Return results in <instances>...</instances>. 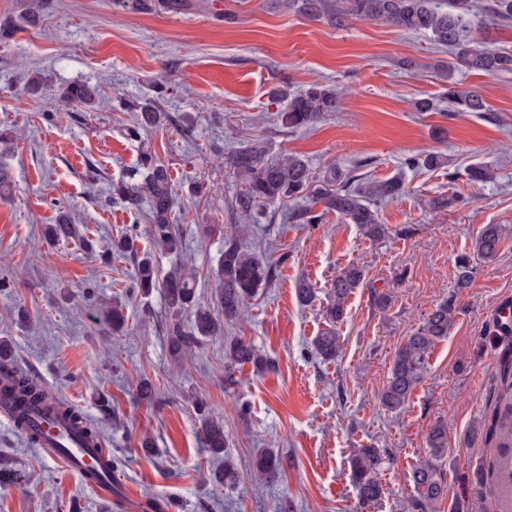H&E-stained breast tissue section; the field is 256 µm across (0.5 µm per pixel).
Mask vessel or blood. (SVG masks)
Instances as JSON below:
<instances>
[{
	"label": "vessel or blood",
	"instance_id": "1",
	"mask_svg": "<svg viewBox=\"0 0 512 512\" xmlns=\"http://www.w3.org/2000/svg\"><path fill=\"white\" fill-rule=\"evenodd\" d=\"M40 449L61 462L67 471L85 476L89 470L98 469L103 473L102 481L95 483L94 489L103 497L112 495V475L110 454L102 443L84 441L71 430L67 420L57 418L41 425Z\"/></svg>",
	"mask_w": 512,
	"mask_h": 512
}]
</instances>
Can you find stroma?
I'll use <instances>...</instances> for the list:
<instances>
[{"mask_svg":"<svg viewBox=\"0 0 512 512\" xmlns=\"http://www.w3.org/2000/svg\"><path fill=\"white\" fill-rule=\"evenodd\" d=\"M228 10L237 23L225 22ZM0 24L12 30L0 38V134L10 140L0 154L9 181L0 198V339L12 364L95 424L114 461L106 499L0 416V465L21 474L19 484L0 486V512H285L290 502L294 512H357L348 461L365 447L383 458V493L370 512H422L410 473L438 422L448 429L439 512L457 501L463 512H512V493L476 481L477 465L496 449L468 438L496 404L503 346L488 331L512 301V77L458 73L463 85L481 88L489 111H449L434 70L448 54L427 35L378 21L339 28L290 0H186L175 11L0 0ZM37 74L43 86L28 90ZM77 82L98 86L104 106L65 101ZM160 83L165 117L140 128L128 103ZM316 83L344 89L340 111L307 129L283 128L280 92ZM422 98L435 109L416 111ZM257 139L271 156L307 160L315 176L363 159L370 178L403 174L405 194L379 210L386 235L370 240L332 213L297 223L294 200L267 205L259 224L233 218L242 183L230 158ZM146 151L171 176L176 257L155 246L148 208L126 209L112 194ZM425 151L446 156L447 166L403 168ZM473 165L489 169V179L468 181ZM63 213L80 239L50 236ZM486 224L501 227L497 256L474 258L473 283L456 289L455 261L472 255ZM232 235L265 254L275 276L220 335L173 363L165 344L173 315L160 291L134 292L135 260L152 255L163 273L182 264L196 275L197 303L217 313L216 272ZM123 236L132 252L113 253ZM353 264L366 279L346 300L344 320L329 325L322 310L331 284ZM303 280L315 290L306 306L296 296ZM376 292L392 295L389 308L374 306ZM448 297L457 316L447 339L431 349L404 410L387 411L378 395L397 349ZM117 302L126 318L119 334L103 325ZM330 328L340 352L324 361L312 344ZM231 338L274 359L275 371L246 370L240 385H226ZM143 379L153 386L148 400L138 394ZM197 399L224 420L241 475L234 488L213 480L218 462L201 442ZM260 448L283 453L284 470L268 484L250 477Z\"/></svg>","mask_w":512,"mask_h":512,"instance_id":"stroma-1","label":"stroma"}]
</instances>
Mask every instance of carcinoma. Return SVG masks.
Wrapping results in <instances>:
<instances>
[{
  "instance_id": "cac0c4a2",
  "label": "carcinoma",
  "mask_w": 512,
  "mask_h": 512,
  "mask_svg": "<svg viewBox=\"0 0 512 512\" xmlns=\"http://www.w3.org/2000/svg\"><path fill=\"white\" fill-rule=\"evenodd\" d=\"M448 9H442V3ZM298 11L310 18L328 19L337 26L351 19L378 20L411 32L429 34L431 40L450 50L451 60L435 65L441 83L448 84L445 99L450 112H486L487 105L480 88H462L454 79L457 71L478 72L484 75L507 78L512 76V50L495 49L482 45L478 32L489 25H503L512 21V0H488L481 5L477 0H292ZM64 98L80 105L105 104L97 89L88 83H76L67 88ZM141 112V125L158 124L164 114L156 100L147 99L136 104ZM340 109V96L335 88L314 84L288 97L287 106L279 112L278 119L284 128L297 131L317 122L327 112ZM265 142L256 140L240 149L232 158L234 172L244 183L236 196L232 211L246 224H255L263 207L279 200L307 199L310 206L293 214L300 224H318L324 216L334 213L350 224L359 225L367 237L375 240L385 235V227L378 220V205L405 192L401 176L383 180L368 177L356 178L350 171L335 166L325 171L319 180L314 179L305 160L297 155L268 158ZM448 159L437 153L409 156L403 161L408 168L419 166L440 168ZM140 168L142 180L124 182L116 189L119 199L127 208L135 210L142 202L150 206L152 237L164 253L179 254L181 243L171 218L173 198L167 169L150 153L142 155ZM500 227L484 225L475 242L477 256L486 262L497 256ZM456 288L470 286L474 268L470 257L457 259ZM273 266L263 255L245 249L233 237L224 239V252L217 271V288L224 318L239 315L245 301L272 280ZM365 278L364 269L358 265L347 267L332 283L324 315L331 329L313 341L314 353L324 361L334 360L338 354V341L333 326L345 317L344 303ZM135 286L144 294L160 289L174 319L167 326V343L170 356L181 359L202 339L214 336L220 323L213 313L195 303V276L174 269L160 277L153 258L145 256L137 262ZM454 296L438 303L429 312L423 324L398 348L391 375L379 396L386 410L397 412L405 407L415 386L422 380L427 357L432 347L448 337V330L456 317ZM191 315L189 326L182 323L183 314ZM224 359L228 366L238 369L252 366V373L264 375L275 369L274 361L261 353L251 343L235 339L224 344ZM12 376L11 394L18 409L16 427L32 442H37L40 432L28 424V413L33 408L63 417L80 429L90 439L98 432L74 408L62 409L53 405L48 390L40 387L23 373H15L0 363V373ZM497 380L500 394H512V351L502 354ZM200 422L201 438L214 456H224V470L213 475V480L224 487H234L240 480L238 467L231 457L224 435V422L213 417L206 404L195 401ZM469 438H480L499 448V460L480 463L477 480L493 477V472L508 469L512 460V404L504 410L494 409L482 419ZM428 457L419 461L411 471V481L419 496L421 509L425 510L443 502L447 484L440 474L439 465L448 456V431L444 424L435 425L428 434ZM383 459L375 448H359L350 460V478L357 491L360 508L381 497L379 471ZM283 471V458L276 448L259 450L252 463V478L261 482L275 479Z\"/></svg>"
}]
</instances>
